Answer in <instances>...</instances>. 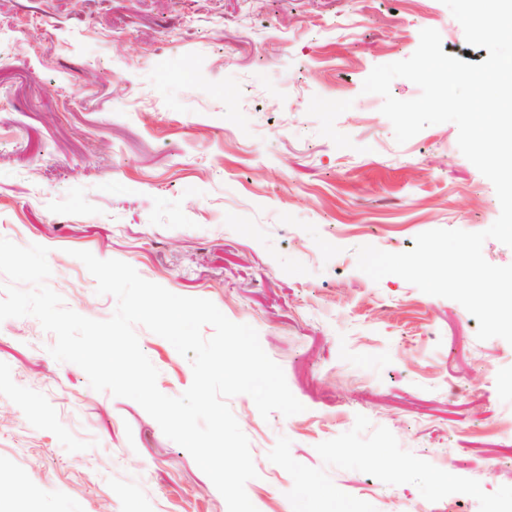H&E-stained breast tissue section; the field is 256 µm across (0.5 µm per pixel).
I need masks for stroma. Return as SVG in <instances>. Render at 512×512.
<instances>
[{
	"mask_svg": "<svg viewBox=\"0 0 512 512\" xmlns=\"http://www.w3.org/2000/svg\"><path fill=\"white\" fill-rule=\"evenodd\" d=\"M436 29L480 63L442 0H0V237L48 248L47 284L105 320L77 250L254 327L303 412L228 405L257 512H512V344L357 248L480 232L501 207L458 128L398 144L375 66ZM157 387L189 359L136 326ZM32 317L0 322V480L14 512H228L135 401L57 362ZM455 480L441 484L447 471Z\"/></svg>",
	"mask_w": 512,
	"mask_h": 512,
	"instance_id": "obj_1",
	"label": "stroma"
}]
</instances>
